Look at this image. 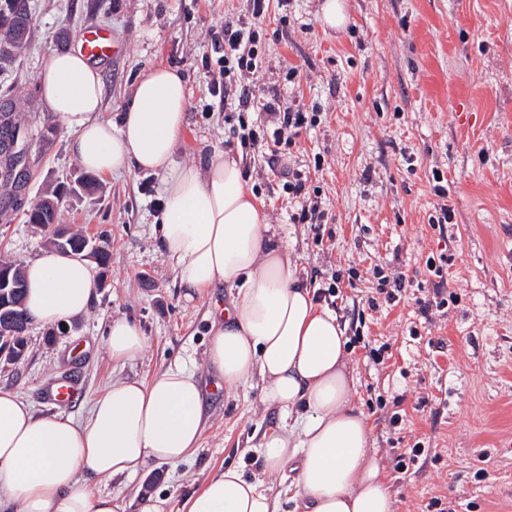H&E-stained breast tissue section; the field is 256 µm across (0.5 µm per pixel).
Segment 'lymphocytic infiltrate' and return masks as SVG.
<instances>
[{"instance_id": "f902f5d3", "label": "lymphocytic infiltrate", "mask_w": 512, "mask_h": 512, "mask_svg": "<svg viewBox=\"0 0 512 512\" xmlns=\"http://www.w3.org/2000/svg\"><path fill=\"white\" fill-rule=\"evenodd\" d=\"M251 4L250 17L224 22V72L228 76L233 73L239 76L238 82H225L224 98L233 101L235 112L241 114L254 109L267 112L271 123L268 132L259 133L243 122L239 125L238 139L245 148L266 146L279 168L283 190L298 197L305 189V182L300 171L288 166L282 148L299 136L310 119L302 109L282 107L277 89L267 88L262 93H255L250 80L259 69L256 22L263 17L268 5L267 0H251Z\"/></svg>"}]
</instances>
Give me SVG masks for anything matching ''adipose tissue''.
Returning a JSON list of instances; mask_svg holds the SVG:
<instances>
[{
  "label": "adipose tissue",
  "mask_w": 512,
  "mask_h": 512,
  "mask_svg": "<svg viewBox=\"0 0 512 512\" xmlns=\"http://www.w3.org/2000/svg\"><path fill=\"white\" fill-rule=\"evenodd\" d=\"M43 103L71 132L70 148L88 172L137 167L166 174L159 244L176 260L188 294L218 285L240 298L211 324L206 360L225 386L261 384L264 404L290 423L263 435L265 472L291 469L295 512H394L366 415L355 405L356 378L337 317L297 276L288 250L270 244L261 207L237 162L212 154L205 168H172L185 128L183 74L161 65L141 74L119 124L101 119L99 69L77 50L49 53L38 73ZM24 309L42 325L70 323L95 297L89 264L48 252L26 264ZM140 327L113 321V361L137 358ZM204 388L196 373L167 370L151 380L112 383L85 422L36 415L0 388V512H123L91 480L133 476L150 461L177 465L195 454L205 428ZM180 512H279L259 478L237 466L209 477Z\"/></svg>",
  "instance_id": "obj_1"
}]
</instances>
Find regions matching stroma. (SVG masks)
I'll use <instances>...</instances> for the list:
<instances>
[{
    "label": "stroma",
    "mask_w": 512,
    "mask_h": 512,
    "mask_svg": "<svg viewBox=\"0 0 512 512\" xmlns=\"http://www.w3.org/2000/svg\"><path fill=\"white\" fill-rule=\"evenodd\" d=\"M31 33L0 70V107L11 105L26 129L29 177L18 192L0 186V261L25 266L46 250L26 212L60 186L59 221L112 254L94 268L90 311L64 335L29 323L17 361L0 358V387L16 391L40 416L84 421L113 382L150 380L179 365L205 390L206 429L192 460L151 462L137 476L97 483L126 512L163 498L169 512L227 465L261 473L254 447L283 421L256 386H217L206 363L216 306L233 288L186 300L176 264L160 248L157 224L165 176L129 168L99 176L88 193L72 135L44 108L43 58L76 48L85 28L108 31L118 48L101 60L104 119L119 121L144 70L168 65L187 79L185 129L174 167H205L222 151L236 159L298 276L345 328L356 403L372 426V446L395 499V512H512V0H344L342 28H324L322 0H269L258 44L256 82L277 88L282 106L315 113L285 153L308 178L289 198L266 148L242 149L210 94L214 46L225 18L248 13L249 0H27ZM442 173L447 195L434 192ZM311 203L327 216L314 228L294 222ZM452 219L431 224L441 205ZM447 256V291L457 299L422 318L416 299L432 290L430 257ZM355 286H348L349 269ZM412 280L397 305L380 293L373 269ZM128 318L147 345L127 363L110 359L106 330ZM387 346L373 360L370 349ZM82 390L75 404L46 401L59 379ZM421 445L407 469L398 454ZM262 474V473H261Z\"/></svg>",
    "instance_id": "35a3bbf8"
}]
</instances>
